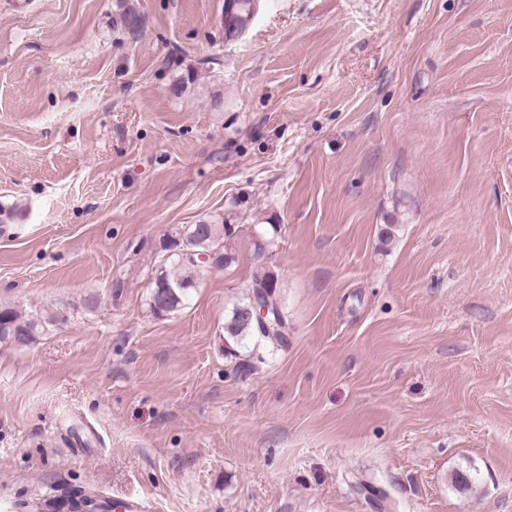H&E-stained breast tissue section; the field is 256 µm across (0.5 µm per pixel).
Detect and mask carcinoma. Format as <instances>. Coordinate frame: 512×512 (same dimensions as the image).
<instances>
[{
	"mask_svg": "<svg viewBox=\"0 0 512 512\" xmlns=\"http://www.w3.org/2000/svg\"><path fill=\"white\" fill-rule=\"evenodd\" d=\"M242 7L234 11L224 12V23L228 31L239 37L248 21L252 18L257 0H239ZM235 232L230 224L183 225L174 229L167 236L170 254L157 269L151 284L150 301L156 302L159 296L165 297V305L159 307L162 312L178 310L186 301L191 290L196 286L198 266L181 259L180 250L190 249L195 252L206 251L213 255L215 267H229L235 257L225 250L224 239ZM265 289L264 303L270 308L271 314L262 322L255 318L245 320L247 309L251 308L257 289ZM278 281L269 272L266 265L256 263V270L251 280L250 295L243 302L235 305L227 318L224 319V341H239L247 336L263 338L270 343H283L288 331V319L277 300ZM39 335V324L31 319L23 318L17 311L9 307H0V342L14 343L16 337L22 336L32 341Z\"/></svg>",
	"mask_w": 512,
	"mask_h": 512,
	"instance_id": "obj_1",
	"label": "carcinoma"
}]
</instances>
